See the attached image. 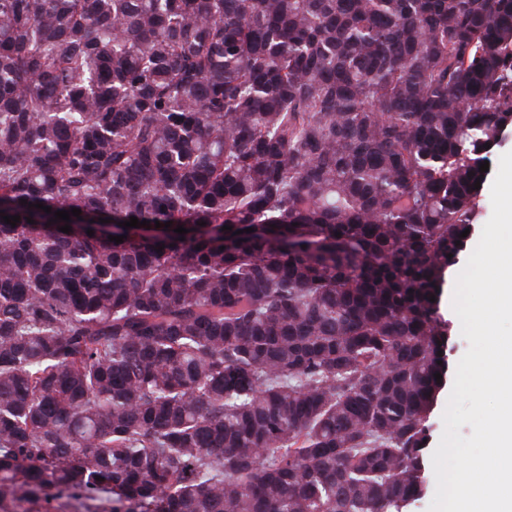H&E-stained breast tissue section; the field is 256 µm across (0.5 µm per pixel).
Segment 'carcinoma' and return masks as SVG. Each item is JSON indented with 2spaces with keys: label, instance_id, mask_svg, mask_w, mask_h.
<instances>
[{
  "label": "carcinoma",
  "instance_id": "cac0c4a2",
  "mask_svg": "<svg viewBox=\"0 0 512 512\" xmlns=\"http://www.w3.org/2000/svg\"><path fill=\"white\" fill-rule=\"evenodd\" d=\"M508 128L512 0H0V512H412ZM512 151V129L507 130L502 137L501 143L495 148L494 152L490 156L489 160V170L487 180L483 189V198L481 205L483 206L485 202V208L478 220V223L475 224L472 235L468 242L466 250L461 254L458 263L449 269L448 273L445 276V283L443 286L441 302H440V314L446 319L449 320L455 331V338L452 341L449 350H448V379L445 388L440 394L436 405L434 406V410L431 417V434L429 439V445L427 449V481H428V493L425 500L419 504L417 509L418 512H428L429 505L435 495L436 491V478L432 466V453L436 446L438 445L440 438L442 436L444 425L442 420V415L447 405V401L451 392V388L454 381L455 370L457 363L465 354L468 349V342L463 338L461 334V325L460 321L452 309L451 299L452 292L455 283V279L458 273L465 266L468 256L470 252L476 247L482 229L487 221L490 219L492 215V203L490 197V185L492 180L496 174L499 159L502 154Z\"/></svg>",
  "mask_w": 512,
  "mask_h": 512
}]
</instances>
